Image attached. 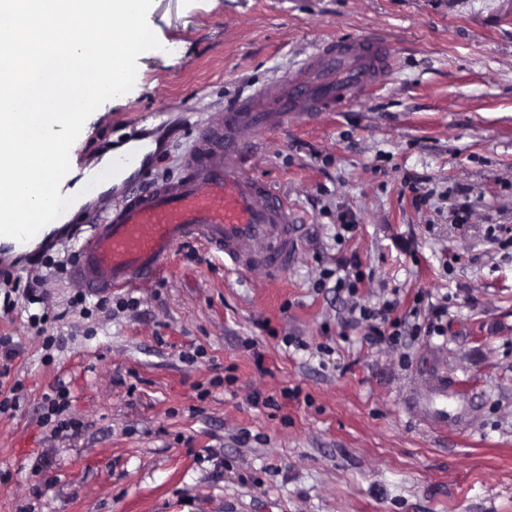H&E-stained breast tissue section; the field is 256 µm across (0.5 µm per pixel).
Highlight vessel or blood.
Instances as JSON below:
<instances>
[{
  "label": "vessel or blood",
  "mask_w": 512,
  "mask_h": 512,
  "mask_svg": "<svg viewBox=\"0 0 512 512\" xmlns=\"http://www.w3.org/2000/svg\"><path fill=\"white\" fill-rule=\"evenodd\" d=\"M394 62L385 44L319 43L300 70L203 126L183 179L131 195L96 224L77 250L75 283L91 294L149 284L188 239L223 253L233 270L282 274L295 258L299 225L287 200L251 174L246 149L288 120H311L360 98Z\"/></svg>",
  "instance_id": "vessel-or-blood-1"
}]
</instances>
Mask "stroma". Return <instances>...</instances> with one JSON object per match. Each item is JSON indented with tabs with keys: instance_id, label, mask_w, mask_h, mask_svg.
<instances>
[{
	"instance_id": "obj_1",
	"label": "stroma",
	"mask_w": 512,
	"mask_h": 512,
	"mask_svg": "<svg viewBox=\"0 0 512 512\" xmlns=\"http://www.w3.org/2000/svg\"><path fill=\"white\" fill-rule=\"evenodd\" d=\"M147 19L160 48L87 119L61 187L130 143L141 162L34 248L0 245L43 294L0 312L25 386L0 415V512H512V0H153ZM353 37L395 50L388 79L247 159L303 226L280 281L188 241L151 284L73 303L93 221L181 178L225 105ZM340 265L355 296L317 285ZM388 299L443 334L395 344L351 311ZM60 382L78 425L54 435ZM69 391L63 385L52 390V394H45L41 423L44 426H52L51 432L57 433L63 429L70 428L75 424L69 414L70 404Z\"/></svg>"
}]
</instances>
